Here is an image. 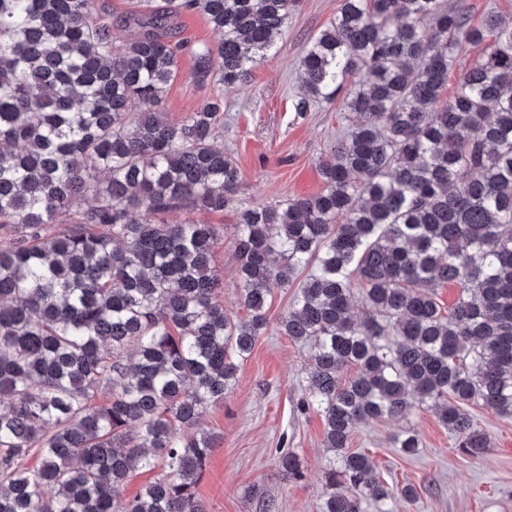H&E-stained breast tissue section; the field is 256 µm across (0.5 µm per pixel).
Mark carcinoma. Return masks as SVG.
I'll list each match as a JSON object with an SVG mask.
<instances>
[{"label":"carcinoma","instance_id":"carcinoma-1","mask_svg":"<svg viewBox=\"0 0 512 512\" xmlns=\"http://www.w3.org/2000/svg\"><path fill=\"white\" fill-rule=\"evenodd\" d=\"M293 2L136 0L138 32L117 48L95 0H0V512H206L195 488L216 438L198 424L267 331L276 288H299L277 327L309 349L303 406L333 452L319 512L391 494L346 451L362 422L430 408L478 457L492 441L470 405L512 418L511 23L475 26L445 0H341L299 57L292 108L344 90L356 120L322 163L323 192L240 213L248 317L218 299L215 225L165 223L233 201L240 170L214 145L224 95L275 52ZM184 12L222 40L194 51L192 78L214 93L172 120L184 46L169 30ZM446 283L460 293L445 313ZM279 467L302 472L292 452ZM491 37L487 38L483 43L475 46H469L467 52L462 55L456 62L454 68L450 71L448 77V89L444 93V99H448L456 90L457 82L462 76L468 65L477 57L482 55L485 47L491 42Z\"/></svg>","mask_w":512,"mask_h":512}]
</instances>
